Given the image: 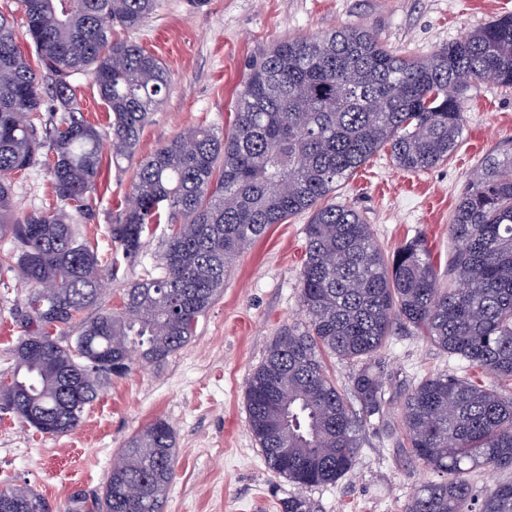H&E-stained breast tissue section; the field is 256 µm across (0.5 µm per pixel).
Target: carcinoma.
<instances>
[{"instance_id":"cac0c4a2","label":"carcinoma","mask_w":512,"mask_h":512,"mask_svg":"<svg viewBox=\"0 0 512 512\" xmlns=\"http://www.w3.org/2000/svg\"><path fill=\"white\" fill-rule=\"evenodd\" d=\"M154 2L20 0L39 71L0 14V236L14 243L0 263L16 261L29 288L25 321L37 326L16 350V391L0 393V412L34 427L24 387L33 375L53 421L50 433L74 430L106 381L125 376L136 360L161 364L187 345L233 260L271 225L303 213L300 305L308 325L284 330L246 382L248 426L270 470L304 490L334 485L354 469L360 423L383 415L385 380L375 357L400 327L512 381L511 151L487 157L461 193L449 224L455 250L447 288L424 240L387 254L359 211L325 203L382 150L409 172L448 161L463 131L468 90L486 73L512 86L510 15L426 57L400 55L353 26L274 45L246 67L228 131L189 129L136 165L138 205L111 225L112 242L123 258L135 259L168 214L174 229L163 240L162 274L127 289L120 307L82 325L74 344L29 347L93 305L102 275L97 253L67 214L13 217L10 176L48 148L56 197L82 213L99 177L103 138L112 161H133L170 77L155 55L114 31L137 29ZM83 70L112 112L104 134L76 115L70 77ZM42 72L50 79L46 97ZM47 99L66 116L40 138L36 120ZM53 287V310L31 308ZM323 351L356 366L348 391L336 387ZM402 425L414 461L444 475L423 483L406 512H473L468 474L512 469V398L494 387L447 374L422 378L405 398ZM176 456L173 427L154 420L122 449L93 512H160ZM128 485L140 486L142 498L128 499ZM2 497L49 512L26 487L0 490ZM282 512H314V505L295 494ZM478 512H512V482L490 486Z\"/></svg>"}]
</instances>
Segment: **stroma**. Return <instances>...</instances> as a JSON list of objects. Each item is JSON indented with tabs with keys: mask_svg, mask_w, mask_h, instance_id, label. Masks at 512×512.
I'll list each match as a JSON object with an SVG mask.
<instances>
[{
	"mask_svg": "<svg viewBox=\"0 0 512 512\" xmlns=\"http://www.w3.org/2000/svg\"><path fill=\"white\" fill-rule=\"evenodd\" d=\"M510 12L512 0H207L197 10L188 0H156L153 12L127 37L165 64L171 83L137 155L151 154L191 127L227 130L246 62L281 40L353 25L368 28L391 49L424 56ZM72 82L86 120L107 131L108 109L92 74L81 72ZM464 117L462 139L448 163L410 173L381 151L336 196L364 214L386 252L424 239L443 284L453 251L448 224L459 194L485 157L512 148V87L477 83L467 93ZM52 163L45 154L36 166L12 175L16 216L59 207ZM134 172V164L114 163L111 151H103L90 215L70 214L81 239L101 258L116 253L110 226L127 203ZM307 221L304 214L291 217L252 243L235 260L192 340L163 364L133 366L105 384L75 431L26 430L13 415L0 413V490L26 486L45 499L50 512H89L120 450L162 417L173 425L177 442L163 512H281L295 487L264 464L247 428L245 384L284 329L305 325L299 291ZM160 254L158 237H146L138 259L122 261L118 279L106 281L97 302L75 323L57 329L60 341H70L81 323L118 307L133 283L156 275ZM26 297L16 267L0 266L2 379L12 374L15 349L28 332L21 321ZM376 364L387 382L384 416L363 425L351 473L307 490L317 512H405L429 478L405 454L402 404L415 380L447 373L497 385L512 397V381L496 382L405 329L392 336Z\"/></svg>",
	"mask_w": 512,
	"mask_h": 512,
	"instance_id": "obj_1",
	"label": "stroma"
}]
</instances>
